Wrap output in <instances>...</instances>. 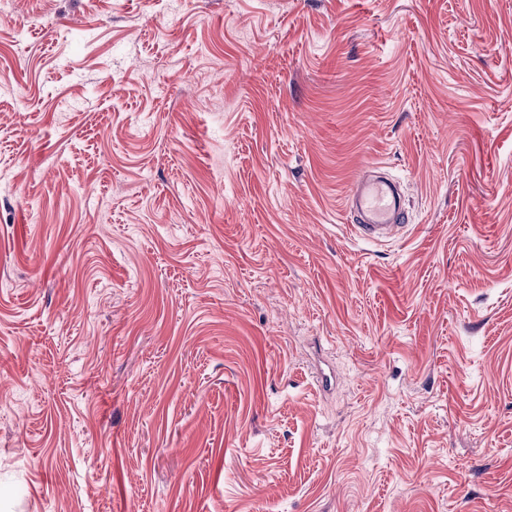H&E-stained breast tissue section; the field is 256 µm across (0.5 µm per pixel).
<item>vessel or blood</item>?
Returning a JSON list of instances; mask_svg holds the SVG:
<instances>
[{"label": "vessel or blood", "mask_w": 512, "mask_h": 512, "mask_svg": "<svg viewBox=\"0 0 512 512\" xmlns=\"http://www.w3.org/2000/svg\"><path fill=\"white\" fill-rule=\"evenodd\" d=\"M348 198L364 218L363 223L354 227L359 237L376 240L400 230L401 198L391 183L374 177L372 166H365L357 173Z\"/></svg>", "instance_id": "1"}]
</instances>
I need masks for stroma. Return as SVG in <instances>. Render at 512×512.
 I'll use <instances>...</instances> for the list:
<instances>
[{"label": "stroma", "instance_id": "35a3bbf8", "mask_svg": "<svg viewBox=\"0 0 512 512\" xmlns=\"http://www.w3.org/2000/svg\"><path fill=\"white\" fill-rule=\"evenodd\" d=\"M0 501L512 512V0H0ZM374 167H363L354 178L348 198L358 213L365 217L364 224H351L355 233L362 238L379 240L395 234L405 227L401 198L394 186L375 178Z\"/></svg>", "mask_w": 512, "mask_h": 512}]
</instances>
